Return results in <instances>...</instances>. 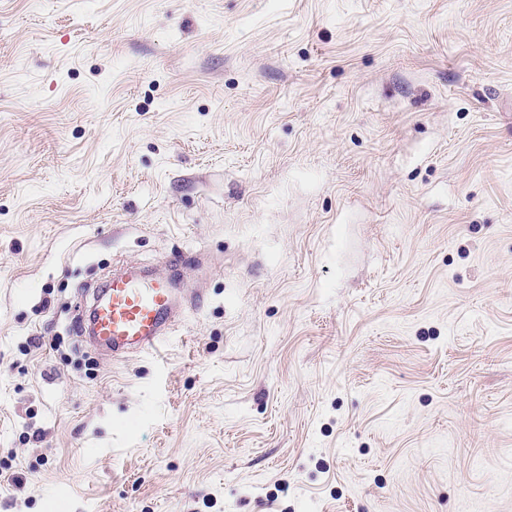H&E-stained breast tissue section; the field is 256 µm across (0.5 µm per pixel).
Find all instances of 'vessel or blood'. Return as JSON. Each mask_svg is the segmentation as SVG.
Segmentation results:
<instances>
[{
  "label": "vessel or blood",
  "mask_w": 512,
  "mask_h": 512,
  "mask_svg": "<svg viewBox=\"0 0 512 512\" xmlns=\"http://www.w3.org/2000/svg\"><path fill=\"white\" fill-rule=\"evenodd\" d=\"M181 304L172 278L133 269L117 272L93 297L87 333L115 359L148 352L169 335Z\"/></svg>",
  "instance_id": "vessel-or-blood-1"
}]
</instances>
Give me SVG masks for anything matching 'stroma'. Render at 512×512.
<instances>
[{"instance_id": "1", "label": "stroma", "mask_w": 512, "mask_h": 512, "mask_svg": "<svg viewBox=\"0 0 512 512\" xmlns=\"http://www.w3.org/2000/svg\"><path fill=\"white\" fill-rule=\"evenodd\" d=\"M0 512H512V0H0ZM172 278L128 269L113 273L93 296L87 333L112 359L149 352L171 332L181 306Z\"/></svg>"}]
</instances>
